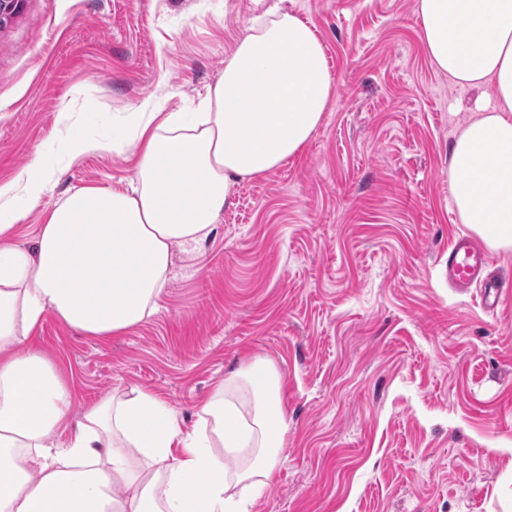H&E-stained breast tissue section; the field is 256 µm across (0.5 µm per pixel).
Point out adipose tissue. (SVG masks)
I'll list each match as a JSON object with an SVG mask.
<instances>
[{"mask_svg": "<svg viewBox=\"0 0 512 512\" xmlns=\"http://www.w3.org/2000/svg\"><path fill=\"white\" fill-rule=\"evenodd\" d=\"M417 18L437 71L492 90L454 138L448 180L462 222L490 249L512 250V0H418ZM333 96L319 38L273 0L250 19L198 111L138 109L130 139L69 126L59 149L0 183L1 231L49 192L58 155L136 148L134 182L70 192L32 246L0 239V512H250L288 429L273 369L226 378L189 431L137 387L74 425L56 366L18 348L49 312L100 337L153 316L174 248H201L235 186L297 156Z\"/></svg>", "mask_w": 512, "mask_h": 512, "instance_id": "obj_1", "label": "adipose tissue"}]
</instances>
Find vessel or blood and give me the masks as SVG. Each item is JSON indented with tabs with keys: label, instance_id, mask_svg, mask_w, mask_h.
Wrapping results in <instances>:
<instances>
[{
	"label": "vessel or blood",
	"instance_id": "b4317fda",
	"mask_svg": "<svg viewBox=\"0 0 512 512\" xmlns=\"http://www.w3.org/2000/svg\"><path fill=\"white\" fill-rule=\"evenodd\" d=\"M488 257L482 242L460 235L448 245L447 276L451 287L467 291L478 287L482 295V305L486 310H494L503 296V288L497 279L486 272Z\"/></svg>",
	"mask_w": 512,
	"mask_h": 512
}]
</instances>
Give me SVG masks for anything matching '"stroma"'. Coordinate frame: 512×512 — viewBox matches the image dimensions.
I'll use <instances>...</instances> for the list:
<instances>
[{
	"label": "stroma",
	"instance_id": "35a3bbf8",
	"mask_svg": "<svg viewBox=\"0 0 512 512\" xmlns=\"http://www.w3.org/2000/svg\"><path fill=\"white\" fill-rule=\"evenodd\" d=\"M417 0H285L321 40L335 97L303 150L240 182L200 250L175 249L158 312L110 338L46 314L27 349L70 385L72 419L115 390L183 428L231 372L271 366L285 448L252 512H512V250L489 251L496 313L449 288L448 150L486 90L431 65ZM256 0H24L0 27V183L68 123L128 132L146 100L193 112ZM132 150L63 164L5 233L35 239L70 191L128 185Z\"/></svg>",
	"mask_w": 512,
	"mask_h": 512
}]
</instances>
